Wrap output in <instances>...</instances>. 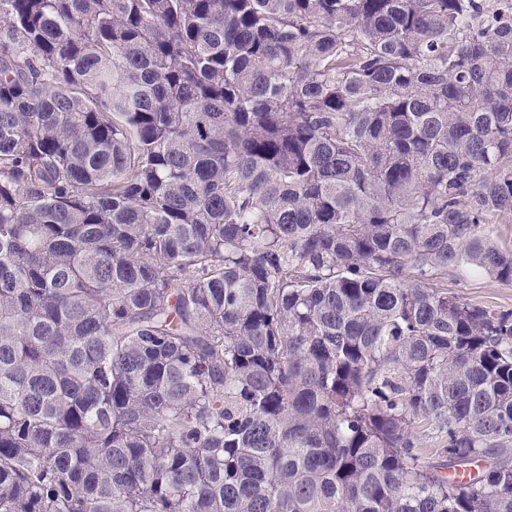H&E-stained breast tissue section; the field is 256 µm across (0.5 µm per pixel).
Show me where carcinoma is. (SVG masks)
Segmentation results:
<instances>
[{
	"label": "carcinoma",
	"instance_id": "cac0c4a2",
	"mask_svg": "<svg viewBox=\"0 0 512 512\" xmlns=\"http://www.w3.org/2000/svg\"><path fill=\"white\" fill-rule=\"evenodd\" d=\"M0 0V512H512V15ZM448 292L462 300L494 307L499 310H512V286L501 284L483 275L462 279L456 272H448L446 279Z\"/></svg>",
	"mask_w": 512,
	"mask_h": 512
}]
</instances>
